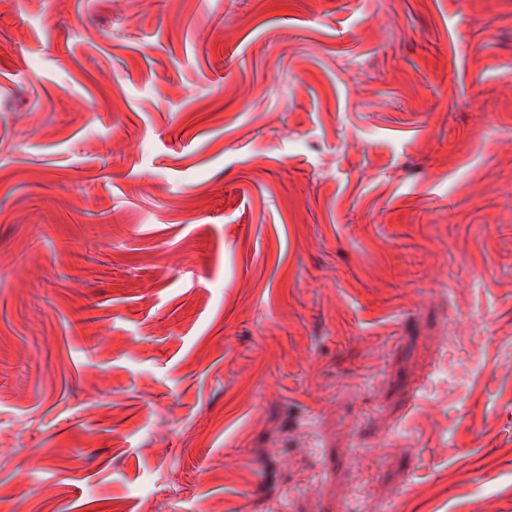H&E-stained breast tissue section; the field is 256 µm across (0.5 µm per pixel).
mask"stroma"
Masks as SVG:
<instances>
[{
  "label": "stroma",
  "instance_id": "1",
  "mask_svg": "<svg viewBox=\"0 0 512 512\" xmlns=\"http://www.w3.org/2000/svg\"><path fill=\"white\" fill-rule=\"evenodd\" d=\"M0 512H512V0L0 5Z\"/></svg>",
  "mask_w": 512,
  "mask_h": 512
}]
</instances>
